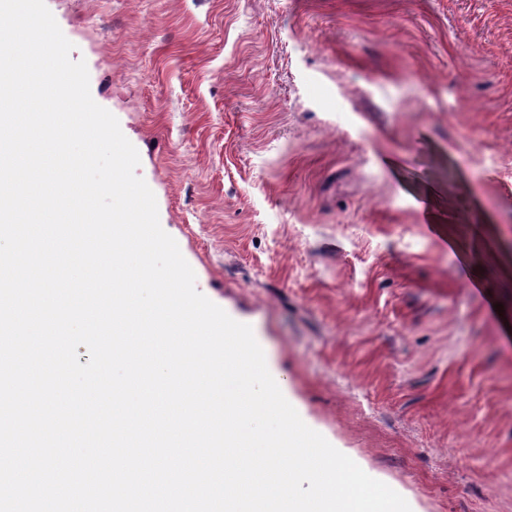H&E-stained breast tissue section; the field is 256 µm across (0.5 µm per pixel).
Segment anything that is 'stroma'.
<instances>
[{"mask_svg":"<svg viewBox=\"0 0 512 512\" xmlns=\"http://www.w3.org/2000/svg\"><path fill=\"white\" fill-rule=\"evenodd\" d=\"M46 5L305 424L411 512H512V0Z\"/></svg>","mask_w":512,"mask_h":512,"instance_id":"obj_1","label":"stroma"}]
</instances>
